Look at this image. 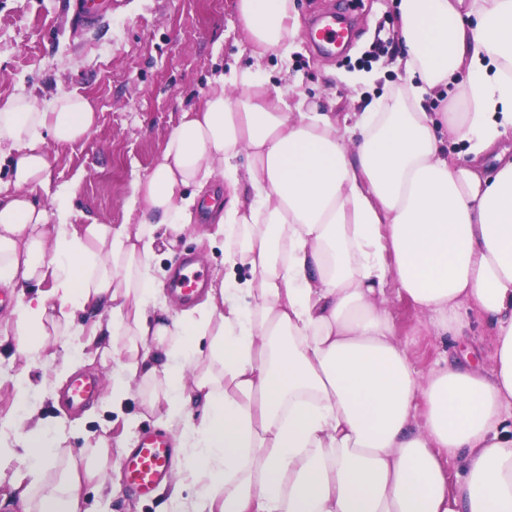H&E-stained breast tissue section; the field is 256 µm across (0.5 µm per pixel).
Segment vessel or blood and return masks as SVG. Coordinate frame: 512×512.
<instances>
[{
	"label": "vessel or blood",
	"instance_id": "b4317fda",
	"mask_svg": "<svg viewBox=\"0 0 512 512\" xmlns=\"http://www.w3.org/2000/svg\"><path fill=\"white\" fill-rule=\"evenodd\" d=\"M343 39V31L332 15L326 17L313 33L314 42L320 44L333 45ZM207 281V276L197 269L195 260L185 259L172 274L171 294L179 304H189L206 287ZM101 394L102 387L96 378L79 376L68 385L65 400L71 408L78 409L98 400ZM172 444L171 436L161 430L149 429L141 434L123 462L126 483L134 493L151 496L172 474L177 465Z\"/></svg>",
	"mask_w": 512,
	"mask_h": 512
}]
</instances>
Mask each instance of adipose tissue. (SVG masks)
I'll return each instance as SVG.
<instances>
[{
  "label": "adipose tissue",
  "instance_id": "adipose-tissue-1",
  "mask_svg": "<svg viewBox=\"0 0 512 512\" xmlns=\"http://www.w3.org/2000/svg\"><path fill=\"white\" fill-rule=\"evenodd\" d=\"M237 11L251 65L182 112L133 179L123 223L71 224L34 196L50 180L49 143L94 127L90 100L0 99V288L32 291L12 312L21 351L69 335L78 310L102 357L121 349L113 406L138 392L176 441L172 512H512V0H399L408 82L351 126L258 77L300 33L295 0ZM460 73L461 110L436 126L423 95ZM445 131L467 142V163L449 159ZM219 172L213 234L251 278L158 314L155 251L193 221L183 188ZM390 286L449 347L485 322L491 373L453 354L418 376L385 307ZM14 387L29 471L12 502L82 512L84 482L112 489L107 444L92 446L93 468L64 457L28 372ZM446 457L461 465L453 485Z\"/></svg>",
  "mask_w": 512,
  "mask_h": 512
}]
</instances>
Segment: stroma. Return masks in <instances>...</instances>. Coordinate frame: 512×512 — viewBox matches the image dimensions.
Segmentation results:
<instances>
[{"label":"stroma","mask_w":512,"mask_h":512,"mask_svg":"<svg viewBox=\"0 0 512 512\" xmlns=\"http://www.w3.org/2000/svg\"><path fill=\"white\" fill-rule=\"evenodd\" d=\"M300 33L288 55L267 54L260 77L287 89L290 99H305L318 110H334L337 119L355 121L367 107H379L404 84L394 67L401 45L397 0H295ZM75 0H0V98L32 95L50 99L65 91L92 98L98 120L90 135L69 146H51L53 169L43 203L73 192L71 223L89 220L119 224L135 176L147 175L158 161L181 112L200 107L211 83L230 69H244L251 58L242 43L236 0H118L93 24L74 17ZM334 11L349 16L356 29L352 45L342 54L314 51L308 31L312 19ZM212 229L209 211L196 210L194 223L173 253L158 251L156 268L172 274L187 257L207 269L209 280L244 285L250 274L224 260L222 239H205ZM387 308L396 339L413 368L427 375L443 364L445 347L427 315L408 299L387 289ZM11 306L0 307V418H18L13 379L28 371L33 381L53 377L62 352L89 353L86 338H58L40 357L19 352ZM44 424L65 439L73 454H87L98 437L112 441L108 479L111 498L95 485L85 489L86 512H167V491L144 499L123 479L124 449L116 439L136 443L155 415L138 396L122 408L98 406L81 417L53 389L32 392Z\"/></svg>","instance_id":"35a3bbf8"}]
</instances>
